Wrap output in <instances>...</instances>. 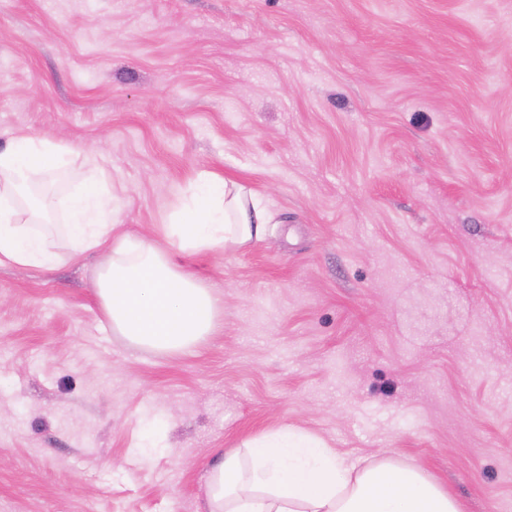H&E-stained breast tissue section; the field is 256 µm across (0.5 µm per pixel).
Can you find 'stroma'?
I'll return each mask as SVG.
<instances>
[{"mask_svg":"<svg viewBox=\"0 0 512 512\" xmlns=\"http://www.w3.org/2000/svg\"><path fill=\"white\" fill-rule=\"evenodd\" d=\"M69 143L119 230L217 173L273 212L188 257L224 327L113 333L101 254L0 267V512H208L284 426L512 512V0H0V148Z\"/></svg>","mask_w":512,"mask_h":512,"instance_id":"obj_1","label":"stroma"}]
</instances>
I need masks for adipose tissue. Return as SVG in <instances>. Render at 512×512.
<instances>
[{"label": "adipose tissue", "instance_id": "obj_1", "mask_svg": "<svg viewBox=\"0 0 512 512\" xmlns=\"http://www.w3.org/2000/svg\"><path fill=\"white\" fill-rule=\"evenodd\" d=\"M63 142L18 136L0 149V266L50 268L59 248L103 252L95 278L99 304L113 332L152 350L190 351L222 325L218 297L182 257L259 236L270 214L259 200L223 177L202 175L193 194L156 238L115 232L112 191L90 175L82 187L46 201L64 222L54 230L41 212L23 215L19 190L67 166ZM209 512H463L447 490L412 467L345 462L319 440L284 427L245 451L224 455L207 478Z\"/></svg>", "mask_w": 512, "mask_h": 512}]
</instances>
